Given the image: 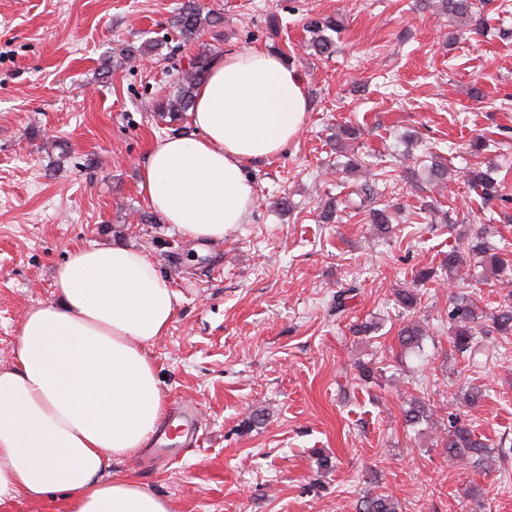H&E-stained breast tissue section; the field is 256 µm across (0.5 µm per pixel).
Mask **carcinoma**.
<instances>
[{
    "mask_svg": "<svg viewBox=\"0 0 512 512\" xmlns=\"http://www.w3.org/2000/svg\"><path fill=\"white\" fill-rule=\"evenodd\" d=\"M439 9L442 15L460 25L471 21L479 4L477 0H440ZM222 17L218 13L203 12L197 0H184L178 11L171 17L169 27L182 41L189 42L198 38L203 32L221 24ZM309 33L308 47L319 55L333 52L332 33L336 32V18L327 15L310 19L306 23ZM214 60L213 54L203 51L191 57L188 64L176 69L173 80L174 91L158 100L154 106L156 117L168 126L179 131L175 124L182 121L194 105L198 86L208 74ZM359 129L353 125H341L336 132L334 147L341 153L345 149V141L355 140ZM409 164L404 167V179L412 186L423 189L425 185H443L448 181V160L439 154H429V162H420L413 154L407 155ZM465 179L473 191L486 201H506L508 197L502 193V184L490 169L471 167ZM387 180L374 178L361 184L348 185L344 195V207L363 214L373 224L376 234L381 239L389 237L392 229V209L388 205H380L383 190L379 184ZM339 210V201L335 197L327 198L321 204L319 217L324 224L335 221ZM501 249L486 243L482 236L475 235L467 244L453 246L443 259L440 269L445 275L457 271L467 259L472 258L482 267L497 277L509 278L512 270L507 261L500 255ZM355 287L342 288L336 291L331 305L336 316H341L351 299ZM416 289L403 288L395 293V302L404 311H414L418 305ZM448 323L454 328V347L468 364L478 367L481 361L478 356L484 349L477 335L495 333L504 338L512 336V292L506 294L502 302L491 315L484 314L470 298L469 294L459 292L452 297L448 308ZM427 336L426 328L416 319H408L398 331V342L402 350L413 351L420 348ZM484 397L480 387H469L455 397L460 404L474 408ZM433 416L431 405L419 397H413L403 406V419L407 426L415 427L428 422ZM448 460L461 463L469 468L483 466L490 454V444L479 436L471 425L462 422L456 415L448 416V428L441 437ZM357 512H400V504L392 495L385 492H370L360 501Z\"/></svg>",
    "mask_w": 512,
    "mask_h": 512,
    "instance_id": "carcinoma-1",
    "label": "carcinoma"
}]
</instances>
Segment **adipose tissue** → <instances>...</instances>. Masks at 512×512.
I'll return each mask as SVG.
<instances>
[{
	"instance_id": "obj_1",
	"label": "adipose tissue",
	"mask_w": 512,
	"mask_h": 512,
	"mask_svg": "<svg viewBox=\"0 0 512 512\" xmlns=\"http://www.w3.org/2000/svg\"><path fill=\"white\" fill-rule=\"evenodd\" d=\"M308 100L298 71L259 49L217 57L190 114L193 131L152 142L141 188L184 236L223 240L256 202L245 166L281 153ZM180 294L142 250L96 245L70 254L54 297L26 312L0 366V505L59 493L67 512H173L113 462L145 447L164 418L146 348L164 336Z\"/></svg>"
}]
</instances>
